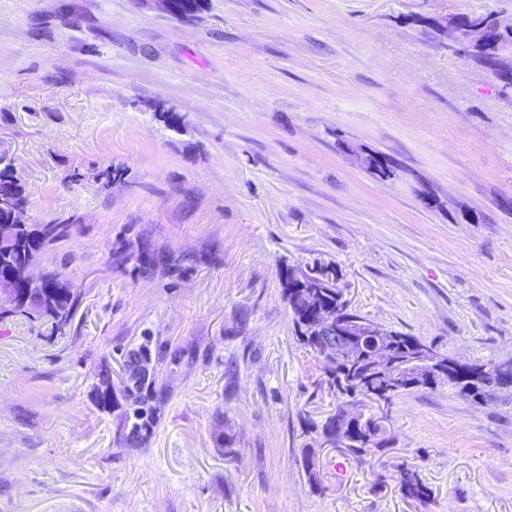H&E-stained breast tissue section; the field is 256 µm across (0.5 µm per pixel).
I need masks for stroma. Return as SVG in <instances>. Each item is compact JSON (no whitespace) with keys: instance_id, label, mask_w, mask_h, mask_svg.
Wrapping results in <instances>:
<instances>
[{"instance_id":"1","label":"stroma","mask_w":512,"mask_h":512,"mask_svg":"<svg viewBox=\"0 0 512 512\" xmlns=\"http://www.w3.org/2000/svg\"><path fill=\"white\" fill-rule=\"evenodd\" d=\"M489 12L512 0H0V152L32 223H70L38 268L75 293L59 332L0 321V512H512L510 401L414 389L365 404L385 448L323 447L338 399L279 283L331 263L360 316L512 360V99L431 28ZM398 474L399 488L406 498L420 502H426L429 499V490L415 470L403 466L398 470Z\"/></svg>"}]
</instances>
